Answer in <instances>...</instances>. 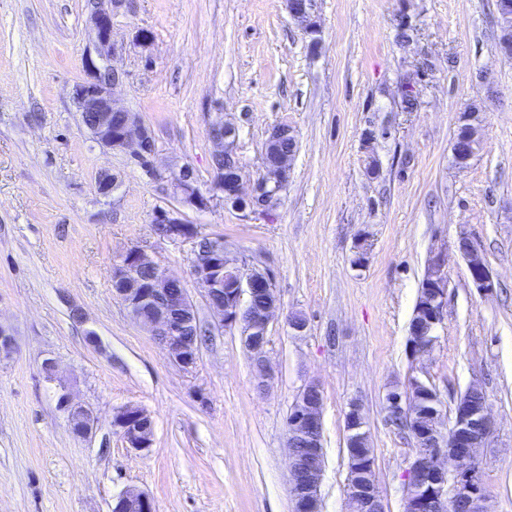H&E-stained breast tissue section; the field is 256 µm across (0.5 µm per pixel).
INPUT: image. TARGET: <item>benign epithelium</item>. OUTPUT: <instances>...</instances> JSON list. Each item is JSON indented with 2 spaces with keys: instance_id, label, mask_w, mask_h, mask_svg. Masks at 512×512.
<instances>
[{
  "instance_id": "1",
  "label": "benign epithelium",
  "mask_w": 512,
  "mask_h": 512,
  "mask_svg": "<svg viewBox=\"0 0 512 512\" xmlns=\"http://www.w3.org/2000/svg\"><path fill=\"white\" fill-rule=\"evenodd\" d=\"M121 0H95L89 17L95 55L86 59L87 78L77 83L72 100L80 115L94 114L84 124L101 146L125 153L133 162L149 160L154 144L148 128L139 115L128 110L116 98L114 89L122 73L114 66L100 67L99 60H110L116 54L113 39V10ZM291 16L301 21L312 36L311 47L319 45L316 22L312 20L313 0H287ZM214 145L212 180L201 190L188 169L174 176V187L180 207L157 211L153 223L166 231L162 239L195 244L191 274L200 296L215 318L212 329L237 328L250 353L254 376L259 388L268 386L273 376L267 357L268 328L279 310V302L271 275L255 266L239 264L228 257L224 239L210 238L208 246H200L198 226L184 219L182 208L206 211L218 202H230L244 217L263 216L288 183L294 153L282 154L278 143L283 138L297 141L294 128L276 124L266 142L261 172L251 187L244 188L243 166L238 157L237 129L218 121L209 128ZM468 118L460 117L458 135L452 146L453 160L464 167L474 149L481 148ZM118 187V177L102 171L97 188L108 195ZM456 250L467 263L471 283L478 290L491 293L494 280L476 244L464 232L455 242ZM445 255L438 253L428 263L422 284V296L415 304L414 328L408 339L412 357L432 351L438 340L437 330L444 319L447 296ZM181 278L154 261L140 246L128 248L113 266V293L132 320L138 323L161 346L170 362L181 369H192L199 358L201 341L196 327L195 304L187 289L174 291ZM257 291L266 295L264 304L254 308L250 298ZM45 378L58 383V406L66 413L73 436L88 437L93 430V411L74 399L70 386L58 377L57 364L48 358L42 365ZM384 409L390 420L403 422L414 440L415 452L406 472L403 512H450L461 501L470 512H491L481 473L479 450L486 447L494 430L486 397L478 385H471L454 402L453 423L448 426L435 388L419 379L409 381L402 392L388 391ZM323 399L318 384L311 382L299 393L288 419V459L290 490L295 512H320V487L324 470L322 448ZM112 426L129 447L137 451L151 448L155 422L150 413L137 405H125L113 415ZM346 448L349 463L346 483L347 512H385L377 487L374 460L364 453L370 447L369 432L360 406L352 403L346 414ZM111 512H155L146 494L126 489L112 504Z\"/></svg>"
}]
</instances>
